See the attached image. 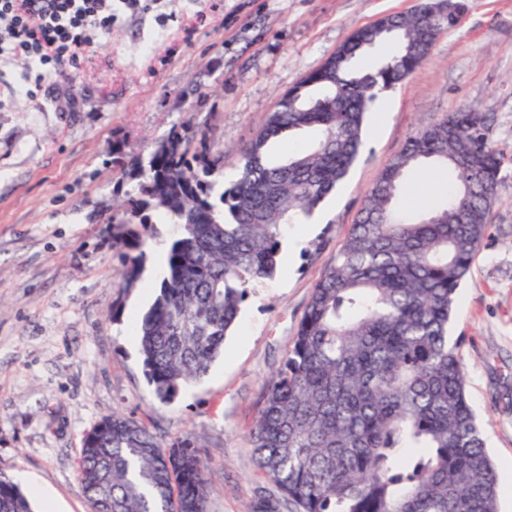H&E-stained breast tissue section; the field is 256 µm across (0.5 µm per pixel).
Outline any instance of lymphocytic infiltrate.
<instances>
[{
	"label": "lymphocytic infiltrate",
	"instance_id": "lymphocytic-infiltrate-1",
	"mask_svg": "<svg viewBox=\"0 0 512 512\" xmlns=\"http://www.w3.org/2000/svg\"><path fill=\"white\" fill-rule=\"evenodd\" d=\"M111 31L112 0H0V63L23 59L59 75Z\"/></svg>",
	"mask_w": 512,
	"mask_h": 512
}]
</instances>
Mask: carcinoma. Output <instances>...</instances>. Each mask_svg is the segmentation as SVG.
<instances>
[{"instance_id":"cac0c4a2","label":"carcinoma","mask_w":512,"mask_h":512,"mask_svg":"<svg viewBox=\"0 0 512 512\" xmlns=\"http://www.w3.org/2000/svg\"><path fill=\"white\" fill-rule=\"evenodd\" d=\"M467 8L463 0L448 14L419 0L413 12L387 17L394 38L375 22L354 29L266 114L227 183L224 151L207 126L175 125L145 156L113 145L123 200L108 223L122 288L141 280L154 225L178 227L155 299L136 323L159 403L208 374L248 289L277 274L282 226L307 221L336 191L378 94L413 73ZM390 39L392 57L353 69ZM489 121L468 106L410 137L313 288L252 430L258 466L298 512H499L496 467L448 336L500 180ZM306 129L317 132L310 150L269 160L271 141ZM425 164L451 170L455 184L444 206L410 219L400 188ZM108 420L79 462L92 512H207L210 472L190 438L165 445L132 418ZM0 512H31L5 478Z\"/></svg>"}]
</instances>
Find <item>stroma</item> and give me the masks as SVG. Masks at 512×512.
<instances>
[{
	"label": "stroma",
	"instance_id": "obj_1",
	"mask_svg": "<svg viewBox=\"0 0 512 512\" xmlns=\"http://www.w3.org/2000/svg\"><path fill=\"white\" fill-rule=\"evenodd\" d=\"M417 0H112V32L69 77L0 66V477L32 502L90 512L78 484L82 438L102 417L133 418L163 443L188 436L214 472L209 512H297L259 469L251 428L313 287L380 172L418 130L467 106L490 115L502 157L488 232L458 291L450 339L512 512V0H469L459 27L370 112L347 180L314 213V233L284 230L290 262L249 289L224 355L165 405L144 374L134 323L154 297L153 265L174 234L155 227L135 288L112 249V146L143 153L177 124H209L232 171L279 96L353 29ZM448 169L408 177L403 200L447 198ZM120 313H113V303Z\"/></svg>",
	"mask_w": 512,
	"mask_h": 512
}]
</instances>
